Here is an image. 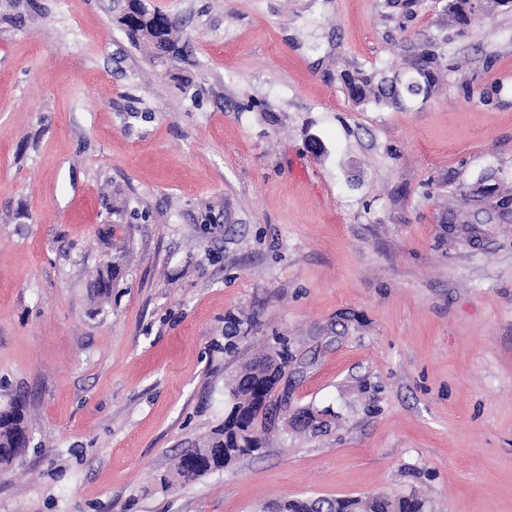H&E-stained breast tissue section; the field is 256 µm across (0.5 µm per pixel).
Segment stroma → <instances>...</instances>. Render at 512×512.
I'll return each mask as SVG.
<instances>
[{
  "mask_svg": "<svg viewBox=\"0 0 512 512\" xmlns=\"http://www.w3.org/2000/svg\"><path fill=\"white\" fill-rule=\"evenodd\" d=\"M146 3L191 66L151 64L112 0L0 17V405L24 396L30 437L0 512H512V10ZM425 50L430 97L351 100L344 74ZM281 337L264 454L174 478ZM271 512H426L425 503L414 496H344L336 498H293L279 503Z\"/></svg>",
  "mask_w": 512,
  "mask_h": 512,
  "instance_id": "obj_1",
  "label": "stroma"
}]
</instances>
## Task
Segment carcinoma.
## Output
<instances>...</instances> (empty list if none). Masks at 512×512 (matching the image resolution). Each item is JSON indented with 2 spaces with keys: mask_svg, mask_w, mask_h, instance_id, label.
I'll return each mask as SVG.
<instances>
[{
  "mask_svg": "<svg viewBox=\"0 0 512 512\" xmlns=\"http://www.w3.org/2000/svg\"><path fill=\"white\" fill-rule=\"evenodd\" d=\"M6 17L22 23L26 0H3ZM496 6L512 7V0H453L449 18L466 23ZM117 23L131 42L147 49L149 61L171 71L190 63L187 45L175 36L177 22L167 13L150 9L145 0H113ZM430 53H424L412 63L413 83L395 91L386 87L387 80L373 78L357 70L345 77L351 98L360 104L403 102L409 97L427 96L437 81ZM288 365V349L280 347L275 353H265L245 365L230 388L231 407L224 425L200 448L182 452L176 465L177 476L190 481L211 471L222 470L237 460L256 455L265 445L269 430L268 415L275 406L274 393ZM25 402L12 399L0 408V467L7 468L25 450L27 433L24 425ZM272 512H426L425 503L414 496L386 497L344 496L336 498H293L279 503Z\"/></svg>",
  "mask_w": 512,
  "mask_h": 512,
  "instance_id": "cac0c4a2",
  "label": "carcinoma"
}]
</instances>
